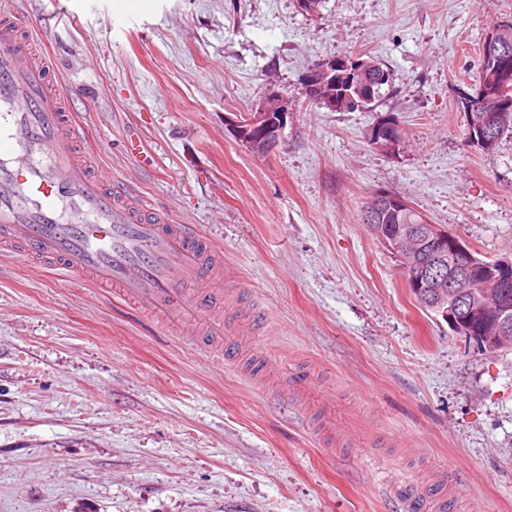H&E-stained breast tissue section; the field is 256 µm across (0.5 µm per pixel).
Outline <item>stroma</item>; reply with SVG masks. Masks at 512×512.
I'll return each mask as SVG.
<instances>
[{
    "label": "stroma",
    "instance_id": "35a3bbf8",
    "mask_svg": "<svg viewBox=\"0 0 512 512\" xmlns=\"http://www.w3.org/2000/svg\"><path fill=\"white\" fill-rule=\"evenodd\" d=\"M96 165L224 252L251 333L224 364L89 282L0 255V512H512V349L421 308L361 220L409 200L480 256L512 249V132L483 151L459 104L512 0H15ZM390 76L334 112L323 61ZM294 100L254 153L234 116ZM393 117L401 143L371 144ZM151 157L138 167L128 150Z\"/></svg>",
    "mask_w": 512,
    "mask_h": 512
}]
</instances>
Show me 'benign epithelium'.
I'll return each mask as SVG.
<instances>
[{"mask_svg":"<svg viewBox=\"0 0 512 512\" xmlns=\"http://www.w3.org/2000/svg\"><path fill=\"white\" fill-rule=\"evenodd\" d=\"M331 74L324 67L306 75L309 96L334 111L336 96H314L315 90ZM465 111L469 112L466 138L469 143L489 150L494 145L490 130L506 118V107L489 106L476 92L465 99ZM296 111L288 93L270 89L259 107L244 119L235 121L238 137L250 148L268 152L281 141L288 123V114ZM394 125L377 124L371 129L374 145L388 148L395 144L389 131ZM387 207L393 215L411 208L405 199L386 192H377L369 199L367 216L379 207ZM376 235L386 246L400 250L402 271L408 273L417 296L434 304V298L449 296L441 306L439 315L448 326L463 336L470 335L471 328L481 327L476 342L486 351H498L512 347V252L508 251L492 260L477 257L461 238L445 227L432 223L421 215L420 223L403 221L390 224ZM453 262L446 263V256Z\"/></svg>","mask_w":512,"mask_h":512,"instance_id":"1","label":"benign epithelium"}]
</instances>
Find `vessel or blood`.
Wrapping results in <instances>:
<instances>
[{"label": "vessel or blood", "instance_id": "obj_1", "mask_svg": "<svg viewBox=\"0 0 512 512\" xmlns=\"http://www.w3.org/2000/svg\"><path fill=\"white\" fill-rule=\"evenodd\" d=\"M16 8H0V249L90 280L205 344L240 341L221 249L93 171L81 125Z\"/></svg>", "mask_w": 512, "mask_h": 512}]
</instances>
